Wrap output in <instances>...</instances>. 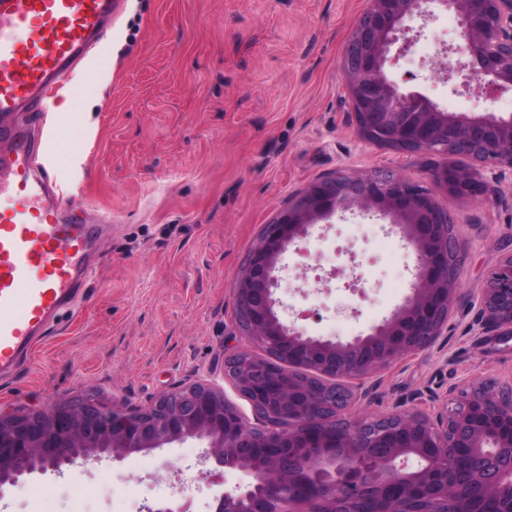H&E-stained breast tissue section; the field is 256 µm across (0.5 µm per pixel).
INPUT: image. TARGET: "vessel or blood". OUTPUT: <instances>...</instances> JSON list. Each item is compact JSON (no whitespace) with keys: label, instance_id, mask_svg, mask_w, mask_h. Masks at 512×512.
<instances>
[{"label":"vessel or blood","instance_id":"vessel-or-blood-1","mask_svg":"<svg viewBox=\"0 0 512 512\" xmlns=\"http://www.w3.org/2000/svg\"><path fill=\"white\" fill-rule=\"evenodd\" d=\"M121 0H0V378L76 302L100 250L44 159L47 105L107 36Z\"/></svg>","mask_w":512,"mask_h":512}]
</instances>
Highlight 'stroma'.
I'll return each instance as SVG.
<instances>
[{"instance_id": "obj_1", "label": "stroma", "mask_w": 512, "mask_h": 512, "mask_svg": "<svg viewBox=\"0 0 512 512\" xmlns=\"http://www.w3.org/2000/svg\"><path fill=\"white\" fill-rule=\"evenodd\" d=\"M368 0H124L99 54L72 76L74 109L49 116L51 157L86 221L111 215L79 303L45 332L30 361L0 379V408L25 412L93 393L146 403L180 385H217L247 420L255 414L223 374L241 338L233 290L264 224L309 183L344 170L389 168L428 187L454 217L464 256L443 337L377 377L359 414L380 419L426 410L448 387H512V336L483 332L474 318L486 277L512 256V179L492 204L450 198L432 185L438 157L362 140L343 89L341 59ZM412 28L422 35L391 69L408 89L451 112L512 114V91L486 100L457 92L447 59L431 46L458 39L449 12ZM336 254V273L305 272L301 253ZM415 258L388 220L337 213L289 249L279 272V313L312 310L310 335L349 340L390 317L410 293ZM350 321L337 304L352 275ZM205 442L187 439L147 453L63 473L26 477L4 495L8 512H74L76 492L93 512L113 498L150 505L160 495L211 512L222 491L254 483L243 471L206 474Z\"/></svg>"}]
</instances>
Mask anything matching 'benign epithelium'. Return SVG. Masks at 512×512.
<instances>
[{"mask_svg": "<svg viewBox=\"0 0 512 512\" xmlns=\"http://www.w3.org/2000/svg\"><path fill=\"white\" fill-rule=\"evenodd\" d=\"M452 12L461 55L448 64L468 88L475 81L486 96L512 90V0H369L346 45L341 73L358 132L368 128L403 153L464 155L491 170L512 171V115L448 112L425 95L408 91L388 68L417 39L408 22ZM397 52H392L393 47ZM429 178L454 199L490 200L499 190L473 169L440 166ZM357 209L386 218L416 256L411 292L391 316L347 341L310 336L284 322L276 272L282 256L320 222ZM449 211L426 188L381 169L357 175L338 171L311 182L263 227L234 289L242 337L284 358L273 370L260 363L237 370L225 360L224 377L247 398L259 417L252 424L216 386L196 382L165 392L146 404L81 397L23 414L0 410V494L19 478L77 459H122L187 438L207 442L204 460L219 474L241 470L263 487L226 491L214 512H340L353 503L366 512H512V395L476 384L464 399L455 389L432 401L437 410L396 412L384 419H347L352 405L371 401L366 380L402 358L430 347L447 327L458 292L463 255L448 234ZM483 328L512 335V256L488 274L477 311ZM463 465L448 464V449ZM415 458L420 465L411 468Z\"/></svg>", "mask_w": 512, "mask_h": 512, "instance_id": "7a95c632", "label": "benign epithelium"}]
</instances>
